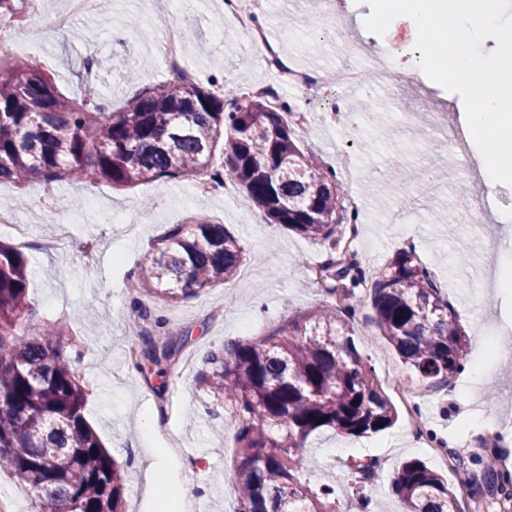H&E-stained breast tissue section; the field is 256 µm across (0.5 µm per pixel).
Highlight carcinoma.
<instances>
[{
  "label": "carcinoma",
  "mask_w": 512,
  "mask_h": 512,
  "mask_svg": "<svg viewBox=\"0 0 512 512\" xmlns=\"http://www.w3.org/2000/svg\"><path fill=\"white\" fill-rule=\"evenodd\" d=\"M29 0H0L10 23ZM289 110L231 87L218 95L179 74L134 94L114 110L96 85L68 97L32 60L0 52V182L105 181L116 189L160 178L191 177L223 161L213 178L241 190L242 202L275 224L315 240L337 233L344 189L334 169L303 150ZM141 287L170 301L233 281L243 248L224 225L176 224L158 242ZM324 290L351 303L325 305L291 318L264 338L211 356L200 374L231 402L239 462L227 474L241 512H336V490H314L299 451L315 431L352 437L391 427L397 412L377 376L363 364L345 314L365 277L331 260ZM371 322L405 364L433 389L455 377L468 342L448 299L412 251H399L370 291ZM28 271L23 252L0 243V466L40 508L62 501L68 512H122V467L83 415L85 392L68 345L53 326L24 335ZM144 355L161 365L179 351L171 336L141 334ZM98 454H93L92 449ZM482 482L512 497V475L480 464ZM392 489L406 512H460L443 476L420 459L404 462Z\"/></svg>",
  "instance_id": "cac0c4a2"
}]
</instances>
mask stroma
<instances>
[{
  "instance_id": "obj_1",
  "label": "stroma",
  "mask_w": 512,
  "mask_h": 512,
  "mask_svg": "<svg viewBox=\"0 0 512 512\" xmlns=\"http://www.w3.org/2000/svg\"><path fill=\"white\" fill-rule=\"evenodd\" d=\"M67 0H42L39 13H26L22 35L0 33L8 54L38 62L58 89L79 96L86 80L80 66L94 54L96 84L113 107L119 108L143 88L165 81L164 62L149 19L162 16L154 0H97L94 10L73 15L68 29L56 25ZM367 0H345L339 17L341 35L328 37L330 16L317 0H268L264 24L273 37H287L286 50L302 64L331 70L350 62L371 67L379 50L391 59L390 84H366L342 91L324 84L297 88L284 77L267 72L243 36L215 31L223 20L208 0H196L191 23L180 24L182 38L206 45L203 53L183 54L182 62L201 82L218 78L240 89L263 79L277 84L291 107L290 125L309 117L313 136L302 139L305 150L334 165L336 154L351 151L358 160L357 176L339 175L348 194L359 196L358 246L362 268L383 269L401 250L415 252L428 268L456 320L470 339L461 370L448 388L429 390L419 397V412L428 429L446 441L496 440L505 468L512 458V362L503 361L499 346L512 337V288L498 285L500 275L512 276V189L480 182L469 174L449 170L448 156L427 151V125L404 126L393 105L402 97L418 113H439L448 132L466 122L458 94L430 81L418 66L417 29L407 17L396 18L397 42L362 32L359 15L368 13ZM94 28L97 39L85 46L75 31ZM139 68L135 83L122 81L127 68ZM348 112L379 110L385 135L367 128L339 129L328 121L333 108ZM435 173L434 192L418 190L421 168ZM407 171L404 183L386 194L375 180L377 169ZM53 200L44 187L0 184V208L10 210L25 234L15 239L0 232V242L19 244L28 268L32 325L60 320L70 324L69 351L85 389L84 416L125 474V512H156L144 493L139 466L146 441V422L157 419L161 430L155 443L167 436L179 443L167 465V481L190 495L193 512H237L238 496L226 480L237 463L235 428L228 408L199 380L212 354L266 334L280 321L317 310L327 296L318 288L314 272L328 249L320 242L271 223L264 212L244 208L240 191L229 187L223 195L197 196L186 178L162 179L125 189L111 184L62 181L54 184ZM481 195L487 207L480 220L464 209L466 199ZM209 219L223 224L239 239L245 267L260 269L259 279L244 275L175 303L147 292L128 293L141 269L156 253L158 240L176 224ZM66 234L61 251L41 249L43 239ZM161 319L162 329L182 342L165 377L143 371L146 359L127 360L136 343L130 327L136 309ZM354 340L363 361L379 367L382 358L397 354L363 315L353 322ZM396 424L367 437L351 438L330 429L312 433L303 449L310 486L334 484L339 503L365 495L382 512H403L391 491L394 473L402 462L428 460L432 469L447 475L443 463L429 459L407 429L408 413L396 403ZM376 459L383 477L356 485L350 463Z\"/></svg>"
}]
</instances>
